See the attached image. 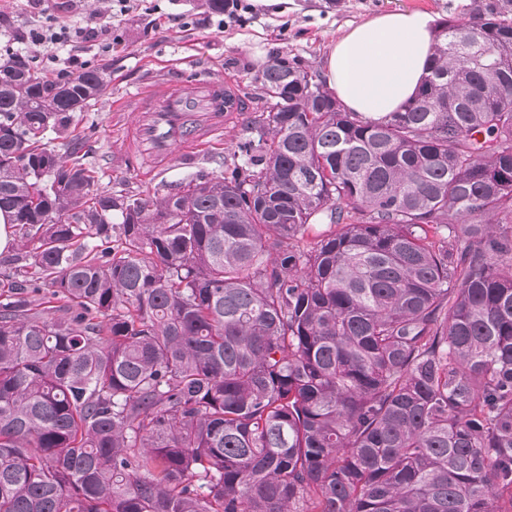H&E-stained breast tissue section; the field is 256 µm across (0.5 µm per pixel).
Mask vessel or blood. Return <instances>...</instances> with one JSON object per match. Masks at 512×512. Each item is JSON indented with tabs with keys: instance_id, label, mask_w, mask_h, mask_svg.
Wrapping results in <instances>:
<instances>
[{
	"instance_id": "obj_1",
	"label": "vessel or blood",
	"mask_w": 512,
	"mask_h": 512,
	"mask_svg": "<svg viewBox=\"0 0 512 512\" xmlns=\"http://www.w3.org/2000/svg\"><path fill=\"white\" fill-rule=\"evenodd\" d=\"M246 102L239 87L228 80L213 81L177 72L128 95L126 109L135 112L124 154L135 162L139 149L151 153L157 164L195 163L198 149L211 143Z\"/></svg>"
}]
</instances>
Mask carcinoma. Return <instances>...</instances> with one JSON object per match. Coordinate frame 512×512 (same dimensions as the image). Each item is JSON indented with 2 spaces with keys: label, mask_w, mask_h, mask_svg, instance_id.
I'll return each mask as SVG.
<instances>
[{
  "label": "carcinoma",
  "mask_w": 512,
  "mask_h": 512,
  "mask_svg": "<svg viewBox=\"0 0 512 512\" xmlns=\"http://www.w3.org/2000/svg\"><path fill=\"white\" fill-rule=\"evenodd\" d=\"M428 70L374 119L277 57L243 163L144 196L103 68L0 60V512H512V0Z\"/></svg>",
  "instance_id": "obj_1"
}]
</instances>
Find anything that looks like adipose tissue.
I'll use <instances>...</instances> for the list:
<instances>
[{
    "instance_id": "obj_1",
    "label": "adipose tissue",
    "mask_w": 512,
    "mask_h": 512,
    "mask_svg": "<svg viewBox=\"0 0 512 512\" xmlns=\"http://www.w3.org/2000/svg\"><path fill=\"white\" fill-rule=\"evenodd\" d=\"M433 29L425 13L390 12L347 28L324 62L327 83L344 106L376 118L400 108L426 76Z\"/></svg>"
}]
</instances>
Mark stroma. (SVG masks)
Here are the masks:
<instances>
[{
	"label": "stroma",
	"instance_id": "stroma-1",
	"mask_svg": "<svg viewBox=\"0 0 512 512\" xmlns=\"http://www.w3.org/2000/svg\"><path fill=\"white\" fill-rule=\"evenodd\" d=\"M253 10L234 21L199 8L195 0H128L125 13L115 0H0V53L32 55L38 71L53 76L67 71L69 56L105 68L106 96L77 113V130H90L88 162L100 169L101 189L125 182L139 191L190 181L199 174L220 176L224 166L241 161L248 140L245 118L225 125L216 144L202 149L198 163L147 172L113 166L133 113L119 111L126 94L150 75L177 67L201 71L211 78L232 79L254 108H265L256 77L276 57L285 56L322 80V62L340 32L350 25L397 10L427 13L434 23H461L471 0H250ZM84 28L71 49L51 50L31 44L29 35L41 25Z\"/></svg>",
	"mask_w": 512,
	"mask_h": 512
}]
</instances>
